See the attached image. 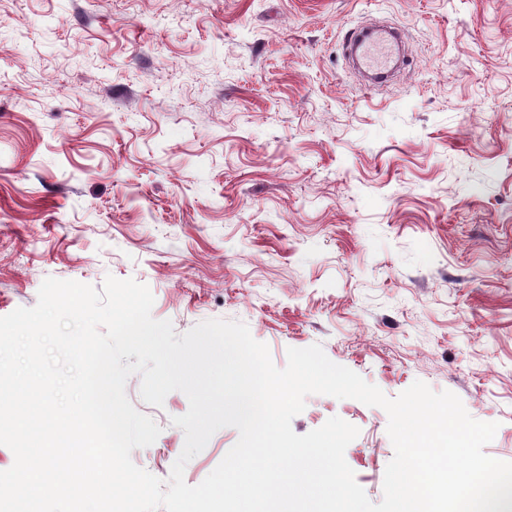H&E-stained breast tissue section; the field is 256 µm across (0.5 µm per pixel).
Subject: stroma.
<instances>
[{"label": "stroma", "instance_id": "obj_1", "mask_svg": "<svg viewBox=\"0 0 512 512\" xmlns=\"http://www.w3.org/2000/svg\"><path fill=\"white\" fill-rule=\"evenodd\" d=\"M379 22L409 62L368 93L341 44ZM109 276L175 334L240 321L277 368L317 344L387 397L453 392L512 462V0H0V317ZM140 386L161 433L135 463L165 481L189 401ZM333 416L380 502L386 412L312 394L291 427Z\"/></svg>", "mask_w": 512, "mask_h": 512}]
</instances>
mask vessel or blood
I'll list each match as a JSON object with an SVG mask.
<instances>
[{
    "label": "vessel or blood",
    "instance_id": "b4317fda",
    "mask_svg": "<svg viewBox=\"0 0 512 512\" xmlns=\"http://www.w3.org/2000/svg\"><path fill=\"white\" fill-rule=\"evenodd\" d=\"M346 44L355 50L353 62L360 74L388 76L401 54L403 39L398 27L381 25L355 29Z\"/></svg>",
    "mask_w": 512,
    "mask_h": 512
}]
</instances>
